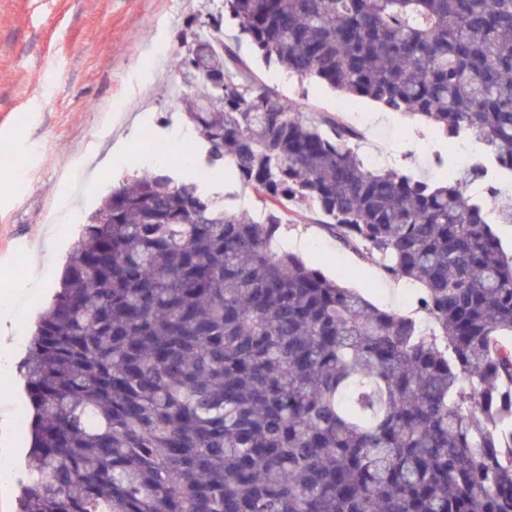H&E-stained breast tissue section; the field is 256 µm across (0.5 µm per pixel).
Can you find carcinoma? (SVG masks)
Masks as SVG:
<instances>
[{
    "instance_id": "1",
    "label": "carcinoma",
    "mask_w": 512,
    "mask_h": 512,
    "mask_svg": "<svg viewBox=\"0 0 512 512\" xmlns=\"http://www.w3.org/2000/svg\"><path fill=\"white\" fill-rule=\"evenodd\" d=\"M267 63L482 151L439 181L371 169L362 134L259 84L204 23L185 58L193 174L144 169L84 225L17 369V512H512V0H222ZM231 171L261 220L208 191ZM311 204L419 286L428 325L277 243Z\"/></svg>"
}]
</instances>
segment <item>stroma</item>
<instances>
[{
	"mask_svg": "<svg viewBox=\"0 0 512 512\" xmlns=\"http://www.w3.org/2000/svg\"><path fill=\"white\" fill-rule=\"evenodd\" d=\"M213 0H0V311L28 338L48 306L74 242L103 196L149 166L174 176L186 140L184 106L170 95ZM241 53L264 89L290 108L339 114L351 125L377 112L315 79L265 63L249 42ZM383 143L386 168L432 179V152L446 151L425 126L397 112L364 128L360 151ZM309 205L290 204L282 238L306 236L303 254L376 306L424 321L416 288L345 248ZM0 341V400H13L10 438L29 448L32 411Z\"/></svg>",
	"mask_w": 512,
	"mask_h": 512,
	"instance_id": "stroma-1",
	"label": "stroma"
}]
</instances>
